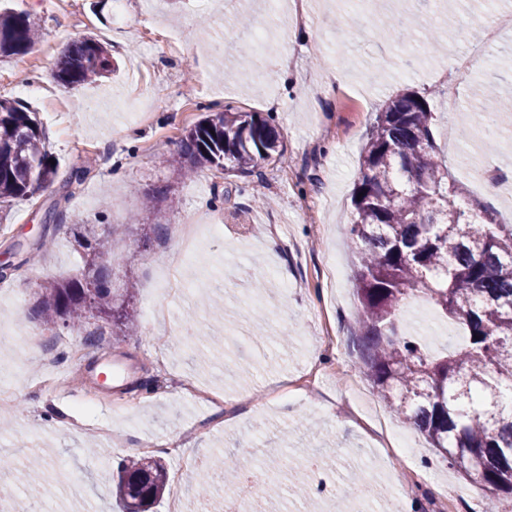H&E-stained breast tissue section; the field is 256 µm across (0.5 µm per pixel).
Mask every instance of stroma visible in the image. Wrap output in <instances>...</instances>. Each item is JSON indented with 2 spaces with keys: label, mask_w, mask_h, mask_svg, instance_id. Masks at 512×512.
I'll list each match as a JSON object with an SVG mask.
<instances>
[{
  "label": "stroma",
  "mask_w": 512,
  "mask_h": 512,
  "mask_svg": "<svg viewBox=\"0 0 512 512\" xmlns=\"http://www.w3.org/2000/svg\"><path fill=\"white\" fill-rule=\"evenodd\" d=\"M289 0H0V9L29 13L41 38L26 55L0 61V95L16 84L39 86L26 98L46 134L58 173L33 197L0 205V389L13 404L0 413V489L15 506L30 501L28 444L49 470L72 476L64 492L40 499L42 512H118L112 473L144 442L168 472L150 512H197L198 466L214 457L238 459L243 448L273 452L288 445L274 484L297 457L336 463L341 499L357 506L373 494L385 506L422 512L440 487L447 512H486L481 487L460 476L422 435L388 413L368 380L347 391L360 370L350 333L357 312L354 264L347 246L351 193L359 156L384 102L412 89L433 110L440 159L465 197L512 224V184L492 193L482 178L512 173V114L498 147L469 130L451 134L476 89L495 69L512 68V25L486 31L494 0L442 26L438 0H413L414 27L405 34L351 18L340 0H311L312 21L296 25ZM447 35L437 51L422 40ZM91 35L107 46L118 69L71 88L52 77L72 40ZM342 76L330 81L331 68ZM233 106L272 117L284 156L261 177L199 165L179 177L187 131L210 110ZM87 166L81 184L73 168ZM169 192L150 219L139 213L146 194ZM61 222L43 225L48 209ZM106 237L112 292L130 315L126 326L89 319L74 332L45 326L38 314L45 284L73 277L87 260L74 241L75 223ZM218 224L187 258L180 229ZM46 235V251L32 245ZM404 326L442 352L460 343V324L419 302ZM41 331L29 344V329ZM95 341H88L91 332ZM83 350L80 375L65 387L44 386L73 365L70 345ZM204 390L233 399L231 423ZM366 467L373 484L356 478Z\"/></svg>",
  "instance_id": "obj_1"
}]
</instances>
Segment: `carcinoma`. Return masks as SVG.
<instances>
[{
  "label": "carcinoma",
  "mask_w": 512,
  "mask_h": 512,
  "mask_svg": "<svg viewBox=\"0 0 512 512\" xmlns=\"http://www.w3.org/2000/svg\"><path fill=\"white\" fill-rule=\"evenodd\" d=\"M38 39L29 15L0 13V59L27 54ZM113 68L107 47L86 36L62 50L53 76L77 86ZM496 90L490 82L476 112L502 114ZM433 120L428 99L408 89L378 112L360 153L349 230L358 301L352 344L386 407L450 468L482 487L489 512H500L501 498H512V225L495 223L458 194L438 157ZM282 153L280 135L265 117L226 106L188 131L177 174L205 162L251 176ZM49 159L36 113L0 98V203L51 183L57 171ZM76 229L90 249L88 272L44 286L39 310L44 324L73 331L94 314L107 321L123 316L112 302V268L94 225ZM418 299L463 325L460 349L434 355L406 335L403 310ZM216 471L236 473L213 458L197 487L211 488ZM167 481L161 460H132L120 469L115 496L123 512H148Z\"/></svg>",
  "instance_id": "cac0c4a2"
}]
</instances>
